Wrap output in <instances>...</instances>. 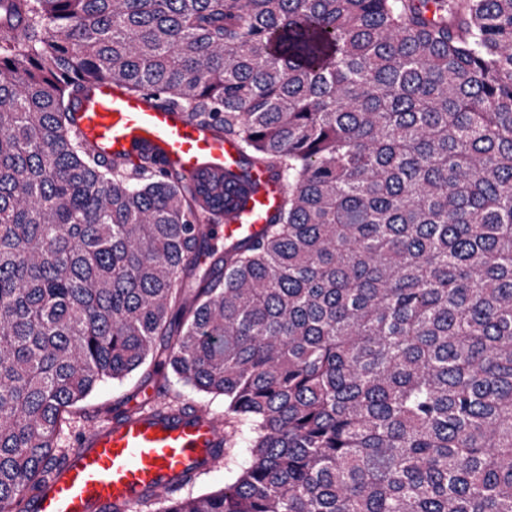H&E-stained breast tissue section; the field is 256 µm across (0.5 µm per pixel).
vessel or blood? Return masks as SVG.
Segmentation results:
<instances>
[{"label":"vessel or blood","mask_w":512,"mask_h":512,"mask_svg":"<svg viewBox=\"0 0 512 512\" xmlns=\"http://www.w3.org/2000/svg\"><path fill=\"white\" fill-rule=\"evenodd\" d=\"M75 118L99 153L131 165L144 152L188 176L205 167L238 165L234 141L192 122L180 109L156 106L109 83L81 95ZM249 179L255 193L237 220L213 226L215 239L253 237L275 211L279 190L273 174L255 168ZM223 445L222 423L213 417L176 410L114 417L84 435L35 501L33 512H128L137 501L162 498L172 481L210 460Z\"/></svg>","instance_id":"obj_1"}]
</instances>
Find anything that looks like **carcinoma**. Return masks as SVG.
Wrapping results in <instances>:
<instances>
[{
	"instance_id": "carcinoma-1",
	"label": "carcinoma",
	"mask_w": 512,
	"mask_h": 512,
	"mask_svg": "<svg viewBox=\"0 0 512 512\" xmlns=\"http://www.w3.org/2000/svg\"><path fill=\"white\" fill-rule=\"evenodd\" d=\"M0 27V512L107 380L224 396V488L156 512H512V0H11ZM108 81L238 141L95 154ZM253 238L210 226L249 169ZM216 254L203 268L192 257ZM249 179L256 192L250 197L238 219L231 223L212 226L214 243L220 248L226 242H235L253 237L268 222L279 202V190L275 177L265 168H254ZM218 239V240H216ZM220 239H224V242Z\"/></svg>"
}]
</instances>
